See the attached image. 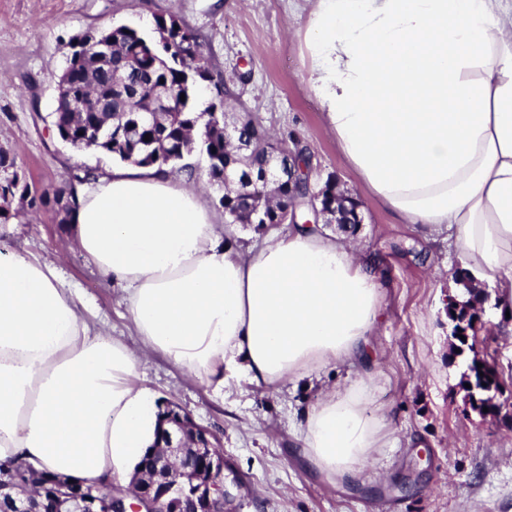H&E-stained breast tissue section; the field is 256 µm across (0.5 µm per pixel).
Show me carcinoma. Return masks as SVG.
<instances>
[{
    "instance_id": "1",
    "label": "carcinoma",
    "mask_w": 512,
    "mask_h": 512,
    "mask_svg": "<svg viewBox=\"0 0 512 512\" xmlns=\"http://www.w3.org/2000/svg\"><path fill=\"white\" fill-rule=\"evenodd\" d=\"M65 70L76 81L75 92L88 98L97 97L112 103V111L98 112L88 103L82 112L71 111L65 97H60L51 123L58 134L71 138L79 150L99 151L125 162L129 155L138 165L178 167L189 177L196 169L177 163L201 147L207 157L206 183L224 189L220 203L234 224H256L262 218L271 224L281 222L282 213L290 205H301L307 197L308 176L278 182H258L268 169L273 156L288 171V140L269 139L261 125L248 120L241 123L230 138L225 130L226 90L214 82L215 99L207 109L198 112L192 100L203 82H213L203 63L200 35L173 16L155 18L153 31L143 33L122 25L112 29L103 47H97L96 33L85 32L76 37L73 52ZM167 92L175 104V112H159L155 106L158 92ZM185 99H180V96ZM153 112L151 121L140 119V113ZM122 126L126 137L110 136L112 128ZM27 202L32 210L49 205L47 194L33 195L18 173L15 158L0 150V220L12 217L14 199ZM482 298L471 294L462 310H448L454 328L472 327L473 318H465V309L478 312ZM16 476L27 479V487L37 494L40 484L50 483L54 474L35 473L28 469L0 468V480Z\"/></svg>"
}]
</instances>
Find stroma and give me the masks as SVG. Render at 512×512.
<instances>
[{"instance_id": "35a3bbf8", "label": "stroma", "mask_w": 512, "mask_h": 512, "mask_svg": "<svg viewBox=\"0 0 512 512\" xmlns=\"http://www.w3.org/2000/svg\"><path fill=\"white\" fill-rule=\"evenodd\" d=\"M303 7V0H0V150L40 191H53L74 171L111 167V155L62 143L48 119L74 38L120 25L148 31L156 17L170 15L197 31L214 81L230 93L228 111L300 141L320 176L335 177L362 203L353 241L382 263L387 283L366 412L385 418L395 440L353 485L326 482L301 456L302 410L318 392L351 387L358 374L347 366L325 370L312 384L258 387L238 376L218 390L155 354L142 365L146 385L217 433L220 451L244 479L233 512H512V338L503 334L512 321L486 302L483 319L498 322L500 332L479 335L473 351L453 355L447 297L458 264L448 237L427 242L415 225L395 223L338 154L308 82L297 34ZM62 217L53 203L0 223V252L56 261L87 303L88 322L132 341L120 283L77 249ZM476 355L498 373L502 418L473 411L460 387Z\"/></svg>"}]
</instances>
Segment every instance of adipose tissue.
<instances>
[{"instance_id":"1","label":"adipose tissue","mask_w":512,"mask_h":512,"mask_svg":"<svg viewBox=\"0 0 512 512\" xmlns=\"http://www.w3.org/2000/svg\"><path fill=\"white\" fill-rule=\"evenodd\" d=\"M303 40L328 133L403 224L447 232L475 287L512 306V0H309ZM73 239L123 286L137 345L93 330L52 261L0 253V467L84 485L127 481L162 402L139 376L164 356L223 386L365 369L385 298L378 266L318 224L226 247L196 183L122 164L80 196ZM366 381L302 412V456L354 483L390 434Z\"/></svg>"}]
</instances>
